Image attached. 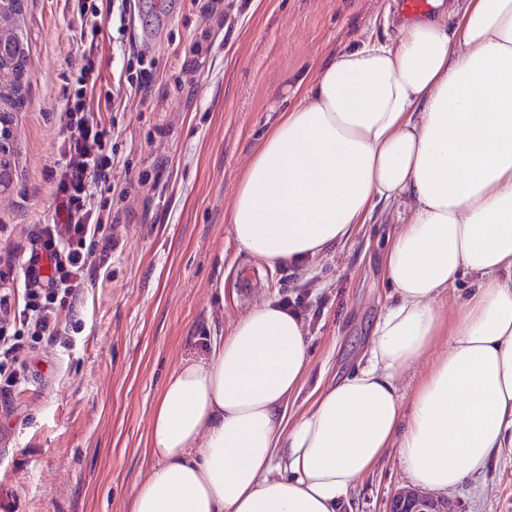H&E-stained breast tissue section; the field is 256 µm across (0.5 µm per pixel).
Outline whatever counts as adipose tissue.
<instances>
[{
	"instance_id": "ef3b65f1",
	"label": "adipose tissue",
	"mask_w": 512,
	"mask_h": 512,
	"mask_svg": "<svg viewBox=\"0 0 512 512\" xmlns=\"http://www.w3.org/2000/svg\"><path fill=\"white\" fill-rule=\"evenodd\" d=\"M296 91L238 185L231 233L266 266L297 263L395 206L390 302L365 361L299 417L287 401L308 348L286 307L255 305L206 360L176 366L133 512H341L387 449L445 492L512 448V0H451ZM442 336L447 355L403 397L398 377Z\"/></svg>"
}]
</instances>
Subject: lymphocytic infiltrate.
I'll return each instance as SVG.
<instances>
[{
  "label": "lymphocytic infiltrate",
  "mask_w": 512,
  "mask_h": 512,
  "mask_svg": "<svg viewBox=\"0 0 512 512\" xmlns=\"http://www.w3.org/2000/svg\"><path fill=\"white\" fill-rule=\"evenodd\" d=\"M99 101L78 79L60 114L64 161L55 174L54 216L24 225L0 255V408L30 371L38 344L60 337V314L79 301L87 278L96 276L112 248V219L94 207L90 187L105 179L114 161L108 132L96 122Z\"/></svg>",
  "instance_id": "obj_1"
}]
</instances>
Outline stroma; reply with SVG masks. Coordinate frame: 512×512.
Wrapping results in <instances>:
<instances>
[{
    "instance_id": "obj_1",
    "label": "stroma",
    "mask_w": 512,
    "mask_h": 512,
    "mask_svg": "<svg viewBox=\"0 0 512 512\" xmlns=\"http://www.w3.org/2000/svg\"><path fill=\"white\" fill-rule=\"evenodd\" d=\"M76 20L64 0H24L15 22L25 46L24 103L10 113L11 179L0 194V251L25 224L51 218L50 171L61 159L66 94L93 57L95 90L127 76L128 47L154 62L148 98L101 110L115 163L92 187L115 225L106 271L87 280L83 303L62 311L59 343L37 347L0 412V512H133V492L157 460L152 406L172 369L206 359L213 337L264 301L302 300L309 373L288 398L310 407L316 386L349 375L388 303L384 254L397 226L376 210L305 272L257 264L231 234L243 170L279 110L298 103L334 54L367 40L391 42L394 0H93ZM97 26L93 43L78 23ZM147 186H138L140 172ZM411 481L388 449L350 492L342 512H385ZM456 512H512V451L448 491Z\"/></svg>"
}]
</instances>
